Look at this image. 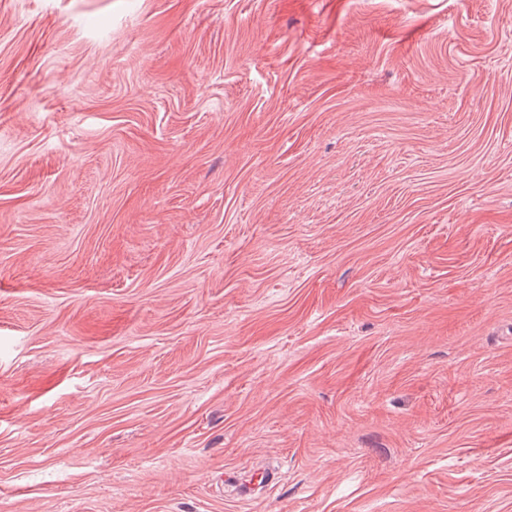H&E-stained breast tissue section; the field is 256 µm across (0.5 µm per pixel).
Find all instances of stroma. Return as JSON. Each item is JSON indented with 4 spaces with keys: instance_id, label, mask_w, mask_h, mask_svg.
I'll return each mask as SVG.
<instances>
[{
    "instance_id": "obj_1",
    "label": "stroma",
    "mask_w": 512,
    "mask_h": 512,
    "mask_svg": "<svg viewBox=\"0 0 512 512\" xmlns=\"http://www.w3.org/2000/svg\"><path fill=\"white\" fill-rule=\"evenodd\" d=\"M0 512H512V0H0Z\"/></svg>"
}]
</instances>
